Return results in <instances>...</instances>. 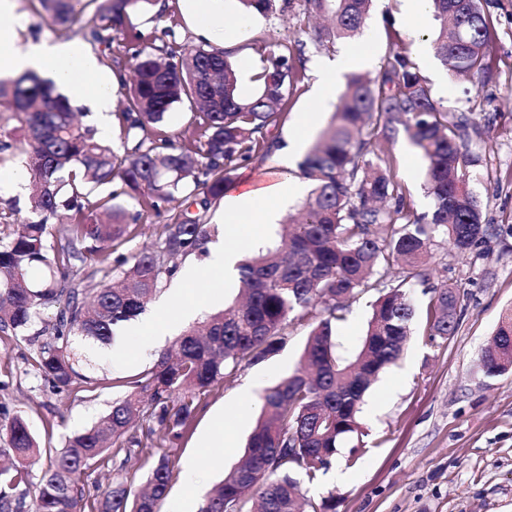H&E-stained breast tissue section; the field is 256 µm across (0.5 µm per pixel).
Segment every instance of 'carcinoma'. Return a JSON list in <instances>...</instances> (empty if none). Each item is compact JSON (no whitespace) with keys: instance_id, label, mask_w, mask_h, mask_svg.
I'll list each match as a JSON object with an SVG mask.
<instances>
[{"instance_id":"1","label":"carcinoma","mask_w":512,"mask_h":512,"mask_svg":"<svg viewBox=\"0 0 512 512\" xmlns=\"http://www.w3.org/2000/svg\"><path fill=\"white\" fill-rule=\"evenodd\" d=\"M42 17L61 35L78 31L95 48L111 50L124 37L125 57L107 55L125 82L133 63L135 81L117 113L120 144L95 137L76 122L75 109L53 82L34 71L0 79V101L11 102L18 138L0 139V153L23 159L35 219L0 240V333L16 336L43 321L31 344L33 367L53 392L89 383L74 363L70 340L101 344L138 319L173 277L178 261L204 251L212 228L207 213L231 184L241 162L263 159L276 147L271 130L288 119V96L305 77L304 43L282 42L270 50L252 82L239 92L240 77L221 51L196 47L186 54L168 49L169 27L154 30L151 43L128 25L130 15L150 11L156 0H38ZM462 0H432L440 21L432 50L448 75L484 85L492 72L495 33L482 8L464 11ZM372 0H300L299 29L321 48L360 34ZM190 104L195 136L165 129L171 108ZM455 120L433 97L410 57L390 51L379 71L352 72L341 102L319 140L299 163L311 190L278 239L241 259L242 300L189 326L176 353L159 354L154 365L126 380L127 393L91 428L75 433L56 451L35 486L25 465L38 448L28 422L7 419L12 457L0 464V512H162L174 477L171 455L157 460L146 487L134 492L122 477L144 440L174 446L190 431L201 395L233 380L238 372L277 354L289 328L310 327L297 369L263 396L246 456L203 499L198 512H310L300 479L326 470L338 448L360 430L365 392L400 357L414 307L406 289L425 281V257L436 232L457 253L477 250L489 236H512V224L482 223L479 200L467 189L463 167L469 149ZM404 132L426 161L428 213L405 207L404 190L388 157L368 155ZM116 184L106 197L96 188ZM182 197L187 207L154 227L155 246L128 258L117 247L142 234L149 215ZM121 270L114 283L95 281L110 262ZM48 272L42 288L27 285L32 268ZM395 270L389 282L378 269ZM379 293L361 347L350 362L336 353V322L350 301ZM459 292L433 291L430 335L456 329L452 309ZM483 369L499 375L512 368V313L500 322L482 357ZM102 463L117 478L97 493L86 492L85 470ZM31 501H26V497Z\"/></svg>"}]
</instances>
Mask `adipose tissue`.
Returning <instances> with one entry per match:
<instances>
[{
    "label": "adipose tissue",
    "instance_id": "1",
    "mask_svg": "<svg viewBox=\"0 0 512 512\" xmlns=\"http://www.w3.org/2000/svg\"><path fill=\"white\" fill-rule=\"evenodd\" d=\"M187 11L199 34L215 46H223L228 30L241 29L244 21L224 7V0H186ZM22 17L16 11V0H0V75H15L28 69L48 74L58 86L90 107L97 121L100 137L110 135L112 88L116 76L104 70L97 56L74 43L31 44L22 42L18 31ZM370 53L345 51L336 59L316 64L317 80L312 90L314 109L298 122L277 155L278 178L270 185L248 189L225 197L221 220L227 224H252L263 227L277 224L281 212L291 199L305 189L302 180L292 172L295 158L301 154L311 128L321 121L324 111L335 100L341 76L354 65H367ZM242 253L235 247L214 249L205 267L187 265L182 272L181 294L195 296L204 289L211 301H218L227 281L232 280Z\"/></svg>",
    "mask_w": 512,
    "mask_h": 512
}]
</instances>
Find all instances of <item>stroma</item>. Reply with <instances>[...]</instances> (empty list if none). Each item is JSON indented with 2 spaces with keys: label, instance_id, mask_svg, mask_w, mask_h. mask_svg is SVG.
<instances>
[{
  "label": "stroma",
  "instance_id": "obj_1",
  "mask_svg": "<svg viewBox=\"0 0 512 512\" xmlns=\"http://www.w3.org/2000/svg\"><path fill=\"white\" fill-rule=\"evenodd\" d=\"M481 6L496 31L493 77L483 87L465 80L433 81L419 46L436 30L434 16L416 25L403 0H373L357 40L324 52L309 49L305 78L290 94L288 119L273 130L274 139L284 142L310 110L317 59L366 49L372 62L364 71L372 75L391 47L402 48L418 72L430 79L434 98L449 114H464L467 134L481 137L476 160L466 167V186L481 203L484 223L512 224V0H481ZM295 13L286 0H275L267 15H251L250 28L240 41L224 46L241 76L242 94L253 92L249 77L262 66L270 44L297 38ZM131 22L147 34L172 27L169 44L181 52L200 44L183 0H157L149 14L132 16ZM383 150L392 159L409 209L429 212L433 202L424 188L422 155L402 134ZM21 168L19 158L0 155V211L14 212L11 223H0V237L6 239L12 237L16 222L31 216L27 187L9 183ZM431 253L428 286L449 285L460 294L456 329L444 338L428 336L429 297L419 290L412 293L413 334L400 359L365 394L359 413L361 438L348 439L331 463L346 477L336 481L325 472L303 483L313 504L333 500L336 512H512V370L489 376L481 362L503 315L512 312V236H490L480 252L467 256L458 255L448 239L439 236ZM376 298L373 291L361 295L337 321L335 342L342 357H352L359 349ZM307 334L306 327L294 328L278 354L202 396L190 433L171 451L175 476L162 512H198L205 494L242 460L265 389L296 368ZM29 338L26 332L0 338V413L26 417L40 446L28 465L35 482L68 436L93 425L124 394L122 380L148 369L175 340L171 334L161 337L140 353L135 335L111 344L75 339L76 367L92 383L84 391L55 393L32 365ZM218 427L226 432V441L210 439ZM217 457L222 467L214 466ZM190 466L196 473L191 493L183 480Z\"/></svg>",
  "mask_w": 512,
  "mask_h": 512
}]
</instances>
